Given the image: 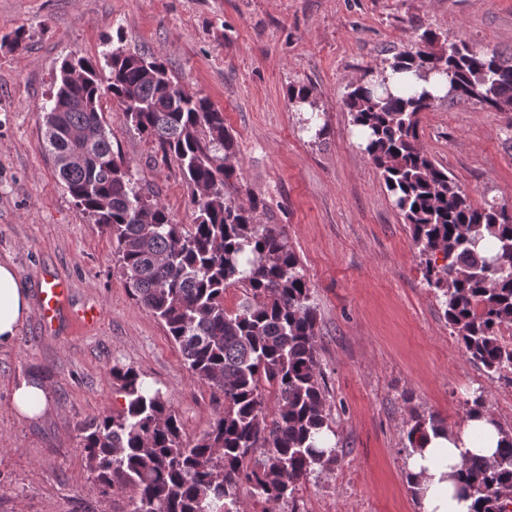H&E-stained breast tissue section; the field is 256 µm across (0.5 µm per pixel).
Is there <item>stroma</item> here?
I'll return each mask as SVG.
<instances>
[{"label":"stroma","instance_id":"35a3bbf8","mask_svg":"<svg viewBox=\"0 0 512 512\" xmlns=\"http://www.w3.org/2000/svg\"><path fill=\"white\" fill-rule=\"evenodd\" d=\"M19 28L25 48L0 51V262L33 291L41 271H54L75 306L101 315L48 332L33 310L0 345V512H129L130 491L95 487L78 432L124 408L113 366L168 394L187 441L224 408L133 296L111 237L76 206L45 148L41 106L61 62L100 59L115 39L158 54L223 111L237 141L238 197L265 202L260 222L284 227L311 289L336 463L273 512H419L405 471L411 412L459 428L465 400L481 390L512 427V384L464 354L342 103L352 80L427 29L511 57L512 0H0V36ZM293 84L312 87L315 115L289 104ZM102 108L144 193L192 224L176 161L125 124L115 101ZM421 127L423 149L471 201L512 207V112L445 99ZM23 378L48 391L38 417L11 407Z\"/></svg>","mask_w":512,"mask_h":512}]
</instances>
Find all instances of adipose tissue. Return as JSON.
I'll return each mask as SVG.
<instances>
[{"mask_svg": "<svg viewBox=\"0 0 512 512\" xmlns=\"http://www.w3.org/2000/svg\"><path fill=\"white\" fill-rule=\"evenodd\" d=\"M386 85L392 94L428 92L442 97L448 91L445 75H421L414 71L386 70ZM30 312L28 289L13 268L0 263V344L13 341ZM501 435L490 416L468 419L460 429L429 433L423 446L408 457L406 468L414 481L420 512H472V497L457 481L465 460L471 456L493 458Z\"/></svg>", "mask_w": 512, "mask_h": 512, "instance_id": "adipose-tissue-1", "label": "adipose tissue"}]
</instances>
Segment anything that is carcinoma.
Segmentation results:
<instances>
[{"label":"carcinoma","instance_id":"cac0c4a2","mask_svg":"<svg viewBox=\"0 0 512 512\" xmlns=\"http://www.w3.org/2000/svg\"><path fill=\"white\" fill-rule=\"evenodd\" d=\"M25 39L22 29L4 35L0 51ZM103 59L61 62L43 114L48 151L77 206L112 238L133 296L165 327L191 376L224 397V410L188 442L170 399L136 369L114 366L125 408L78 426L86 467L102 493L133 491L131 512H240L244 488L262 503H286L336 463V449L318 444L333 428L310 287L286 234L260 223L266 204L235 198L237 143L224 112L182 86L153 53L119 46ZM389 66L445 74L448 98L512 111V60L465 41L440 44L425 30ZM106 94L127 125L179 164L191 190L190 227L144 196L113 151L101 109ZM435 102L426 92L395 97L383 79L352 85L343 98L352 123L369 131L364 153L410 225L423 278L464 353L504 377L512 373V345L499 336L512 322V214L474 205L424 151L419 115ZM73 154L78 161H68ZM231 287L245 292L236 310L224 306ZM487 410L481 391L465 402L468 418ZM446 427L437 415H411L408 452ZM501 433L496 457H474L465 472L474 512H512V430ZM259 448L264 458L255 463Z\"/></svg>","mask_w":512,"mask_h":512}]
</instances>
